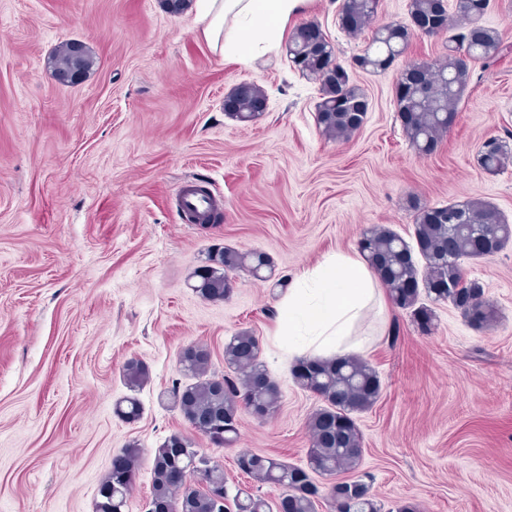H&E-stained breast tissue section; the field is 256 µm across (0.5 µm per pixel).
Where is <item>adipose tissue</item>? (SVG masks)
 Here are the masks:
<instances>
[{
  "label": "adipose tissue",
  "instance_id": "1",
  "mask_svg": "<svg viewBox=\"0 0 512 512\" xmlns=\"http://www.w3.org/2000/svg\"><path fill=\"white\" fill-rule=\"evenodd\" d=\"M304 0H196L198 34L224 59L245 63L276 49ZM382 300V288L356 254L333 253L289 288L278 335L297 357L334 359L360 352L358 329Z\"/></svg>",
  "mask_w": 512,
  "mask_h": 512
}]
</instances>
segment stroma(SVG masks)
<instances>
[{"instance_id":"obj_1","label":"stroma","mask_w":512,"mask_h":512,"mask_svg":"<svg viewBox=\"0 0 512 512\" xmlns=\"http://www.w3.org/2000/svg\"><path fill=\"white\" fill-rule=\"evenodd\" d=\"M341 0H306L298 23L318 24L369 102L349 140L316 124L320 84L285 46L246 64L213 53L193 13L162 0H0V512H94L101 478L131 441L143 454L126 512H146L156 448L188 424L168 403L189 384L179 354L206 346L225 373L224 345L253 332L281 393L273 417L240 412L239 438L199 448L224 468L229 491L272 497L237 467L244 452L302 465L307 420L320 400L295 386L286 337L277 335L282 280L331 253H354L383 225L411 239V199L434 206L483 199L512 222V163L479 165L482 143L512 133V0H490L485 25L506 50L475 63L455 120L436 150L407 141L396 82L411 62L446 53L445 36H415L383 71L354 67L370 37L340 29ZM88 46L96 65L60 83L47 59L60 44ZM242 83L268 107L242 123L224 98ZM188 184L221 201L217 224H190L179 208ZM260 251L272 280L232 276L229 298L208 302L192 272L209 252ZM498 317L475 330L449 303L421 334L385 303L364 359L381 395L357 417L360 473L386 512H512V243L462 263ZM149 378L141 416L116 415L128 396L123 367Z\"/></svg>"}]
</instances>
